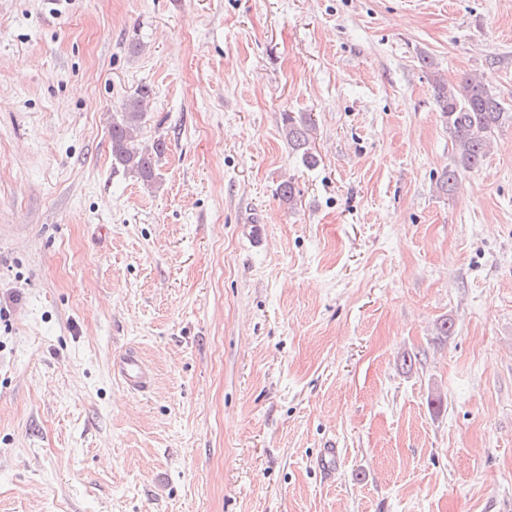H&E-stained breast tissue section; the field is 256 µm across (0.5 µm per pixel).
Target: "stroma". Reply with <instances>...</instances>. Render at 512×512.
<instances>
[{
	"mask_svg": "<svg viewBox=\"0 0 512 512\" xmlns=\"http://www.w3.org/2000/svg\"><path fill=\"white\" fill-rule=\"evenodd\" d=\"M0 512H512V0H0ZM442 117L454 135L460 164L478 170L487 154L492 133L502 120L503 103L482 82L467 77L458 85L436 83ZM151 90L142 87L136 97L128 100L112 122V161L126 170L138 174L143 181L149 182L154 176L155 157L165 152L164 140H158L152 151L142 150L136 144V133L144 119V106ZM312 124L306 116L300 115L298 118L286 115L285 118V137L292 150L301 154L303 160L307 163H314L315 158L309 152L310 132ZM240 238L251 248L261 250L267 240L266 224H256L253 220H247L239 226ZM112 375L133 394L147 392L153 385V371L131 348L113 357Z\"/></svg>",
	"mask_w": 512,
	"mask_h": 512,
	"instance_id": "stroma-1",
	"label": "stroma"
}]
</instances>
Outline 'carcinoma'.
I'll return each mask as SVG.
<instances>
[{
	"instance_id": "obj_1",
	"label": "carcinoma",
	"mask_w": 512,
	"mask_h": 512,
	"mask_svg": "<svg viewBox=\"0 0 512 512\" xmlns=\"http://www.w3.org/2000/svg\"><path fill=\"white\" fill-rule=\"evenodd\" d=\"M151 90L142 87L136 97L128 100L123 111L112 122V161L138 174L149 182L154 176L155 158L165 152L166 145L157 141L152 150L136 144V133L144 119V106ZM436 99L442 117L454 135L460 164L469 170L481 167L492 133L504 116L503 103L482 82L467 77L457 85L436 83ZM310 119L286 115L285 137L292 150L307 163L315 162L309 152Z\"/></svg>"
}]
</instances>
